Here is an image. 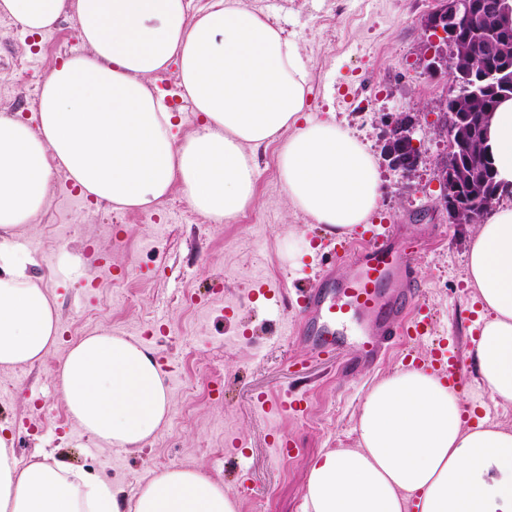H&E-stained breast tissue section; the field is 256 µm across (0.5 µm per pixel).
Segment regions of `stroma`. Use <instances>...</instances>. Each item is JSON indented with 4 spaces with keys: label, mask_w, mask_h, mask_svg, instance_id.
<instances>
[{
    "label": "stroma",
    "mask_w": 512,
    "mask_h": 512,
    "mask_svg": "<svg viewBox=\"0 0 512 512\" xmlns=\"http://www.w3.org/2000/svg\"><path fill=\"white\" fill-rule=\"evenodd\" d=\"M299 41L311 73L308 110L345 126L375 155L384 194L370 221L394 225L414 242L417 298L432 315L428 336L392 345L372 366L345 347L335 361L311 356L308 338L283 334L300 326V289L320 287L317 275L336 246L318 224L288 207L278 171V143L257 155V203L230 224H215L180 192L157 209L114 211L71 198L60 174L43 212L22 244L31 273L57 301L61 341L43 361L0 372V425L28 462L49 452L135 493L154 470L197 466L222 481L241 512H300L304 482L322 451L352 448L361 401L369 387L401 366L408 351L426 353L447 340L462 369L463 392L477 391L467 358L475 313L465 262L473 226L452 224L439 205V163L449 152L434 101L452 78L430 73L423 21L437 0H244ZM76 23L61 17L37 47L0 16V112L33 121L44 77L71 56ZM417 119L423 159L410 176L384 154L385 114ZM317 243L314 255L288 265L280 251L289 233ZM79 258L83 273L53 272L61 252ZM150 343L170 389L166 425L140 450L93 440L69 415L54 380L71 343L100 328ZM305 395L303 413L265 416L259 395ZM288 436L294 457L272 449Z\"/></svg>",
    "instance_id": "35a3bbf8"
}]
</instances>
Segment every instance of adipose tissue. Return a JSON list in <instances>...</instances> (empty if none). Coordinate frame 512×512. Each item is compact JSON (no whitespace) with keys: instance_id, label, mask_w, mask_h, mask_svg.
<instances>
[{"instance_id":"obj_1","label":"adipose tissue","mask_w":512,"mask_h":512,"mask_svg":"<svg viewBox=\"0 0 512 512\" xmlns=\"http://www.w3.org/2000/svg\"><path fill=\"white\" fill-rule=\"evenodd\" d=\"M0 15L31 34L72 16L83 53L44 79L37 122L0 113V369L42 361L59 317L16 245L45 207L53 169L116 209L149 210L180 190L216 224L256 202L255 153L279 145L294 211L339 236L366 223L382 182L350 132L307 111L310 71L297 41L242 0H0ZM176 66L201 125L176 138L175 114L155 83ZM499 178L512 185V100L490 122ZM466 276L481 307L467 351L480 387L512 406V207H494L468 245ZM70 415L93 438L138 448L172 410L154 354L101 329L72 343L56 373ZM480 398L425 368L373 384L357 445L320 453L303 512H512V427L483 416ZM0 512H240L195 466L151 472L134 494L94 472L46 457L21 464L0 433Z\"/></svg>"}]
</instances>
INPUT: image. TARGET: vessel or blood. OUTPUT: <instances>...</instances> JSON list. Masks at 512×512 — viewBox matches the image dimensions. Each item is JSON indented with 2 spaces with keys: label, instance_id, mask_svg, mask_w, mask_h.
<instances>
[{
  "label": "vessel or blood",
  "instance_id": "1",
  "mask_svg": "<svg viewBox=\"0 0 512 512\" xmlns=\"http://www.w3.org/2000/svg\"><path fill=\"white\" fill-rule=\"evenodd\" d=\"M407 248L394 230L378 233L367 228L348 247L354 267L350 277L334 278L335 264L327 262L321 288L304 297L312 353L339 349L342 327L351 321L364 327L354 348L368 364L378 361L396 339L424 337L427 322L414 310L417 276ZM428 362L448 383H461L462 368L447 348H435Z\"/></svg>",
  "mask_w": 512,
  "mask_h": 512
}]
</instances>
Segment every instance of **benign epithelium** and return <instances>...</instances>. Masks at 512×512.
Listing matches in <instances>:
<instances>
[{"label": "benign epithelium", "instance_id": "obj_1", "mask_svg": "<svg viewBox=\"0 0 512 512\" xmlns=\"http://www.w3.org/2000/svg\"><path fill=\"white\" fill-rule=\"evenodd\" d=\"M481 19L485 26L483 40L484 53L491 59L499 57V48L503 41L512 34V0H438V6L424 20V28L430 33L434 52L430 69L434 72L450 70V65L457 64L453 73V90L434 103V109L441 116V131L448 136L449 157L438 169L441 194L439 203L448 213L452 224H475L482 217L473 202L465 200L460 194L461 185L467 180L468 173L462 167L460 150L464 139L459 132V119L455 112L448 111V102L466 93L481 98L486 93L496 98H509L512 86L502 83L503 90L495 86L480 88L472 81L473 73L462 64L456 63L458 50L463 46L462 35L476 19ZM387 127L386 157L392 168L410 175L421 159L420 141L416 138L418 123L409 113L388 114L385 118ZM484 179L490 186L485 201L496 198L506 185L497 179L493 166H488Z\"/></svg>", "mask_w": 512, "mask_h": 512}]
</instances>
